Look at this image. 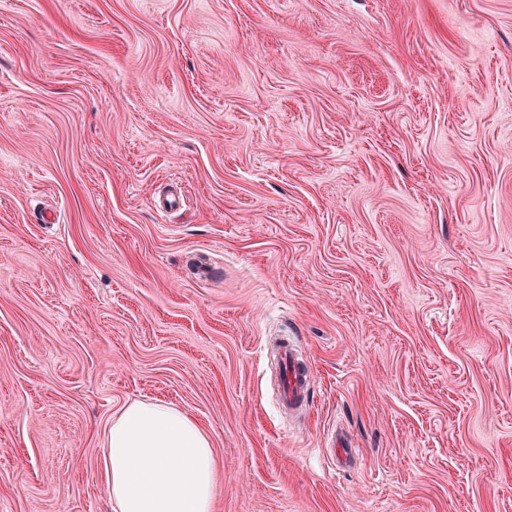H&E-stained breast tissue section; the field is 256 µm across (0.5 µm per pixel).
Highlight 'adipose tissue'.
<instances>
[{
    "label": "adipose tissue",
    "mask_w": 512,
    "mask_h": 512,
    "mask_svg": "<svg viewBox=\"0 0 512 512\" xmlns=\"http://www.w3.org/2000/svg\"><path fill=\"white\" fill-rule=\"evenodd\" d=\"M103 440L113 512H214L212 440L191 415L135 402L112 419Z\"/></svg>",
    "instance_id": "ef3b65f1"
}]
</instances>
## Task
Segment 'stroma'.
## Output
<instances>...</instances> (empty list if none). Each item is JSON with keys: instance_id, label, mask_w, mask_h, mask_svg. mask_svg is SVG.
<instances>
[{"instance_id": "1", "label": "stroma", "mask_w": 512, "mask_h": 512, "mask_svg": "<svg viewBox=\"0 0 512 512\" xmlns=\"http://www.w3.org/2000/svg\"><path fill=\"white\" fill-rule=\"evenodd\" d=\"M154 400L215 512H512V0H0V512ZM281 365L280 400L288 410L302 405L308 390V379L299 362L297 347L291 336L285 335L277 343Z\"/></svg>"}]
</instances>
